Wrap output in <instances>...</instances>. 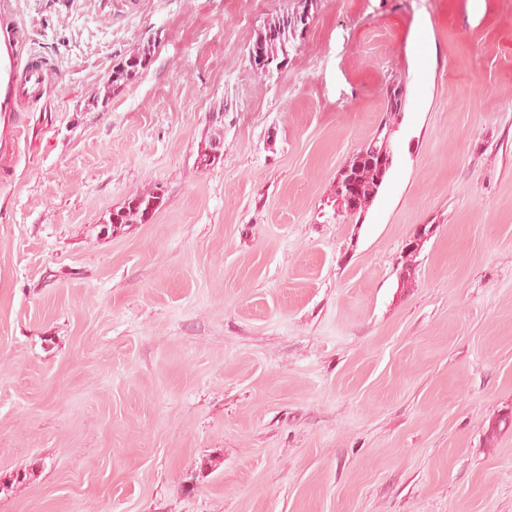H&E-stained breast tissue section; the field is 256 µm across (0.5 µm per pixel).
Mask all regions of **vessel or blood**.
Wrapping results in <instances>:
<instances>
[{
	"mask_svg": "<svg viewBox=\"0 0 512 512\" xmlns=\"http://www.w3.org/2000/svg\"><path fill=\"white\" fill-rule=\"evenodd\" d=\"M27 28L14 15L13 0H0V173L13 171L27 127L23 110L48 89L53 70L36 55H23Z\"/></svg>",
	"mask_w": 512,
	"mask_h": 512,
	"instance_id": "b4317fda",
	"label": "vessel or blood"
}]
</instances>
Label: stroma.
<instances>
[{
    "label": "stroma",
    "instance_id": "35a3bbf8",
    "mask_svg": "<svg viewBox=\"0 0 512 512\" xmlns=\"http://www.w3.org/2000/svg\"><path fill=\"white\" fill-rule=\"evenodd\" d=\"M309 2L265 75L298 0H15L57 79L0 179V512H512V0ZM287 16L288 14L277 16L265 23L262 30L257 34V37L261 33H264L268 36V40L272 44H279L282 41L289 40V36H292V31L286 23ZM155 44L147 43L138 50L129 55L124 62L112 69L111 79L103 85V89L98 92L96 103H102L104 100L112 101V95L122 91L123 87L134 80L141 71L146 69L152 60ZM375 143H378L379 145L377 147L373 146L370 150V153L375 154L378 158V164L376 165L377 166L376 170H377L378 174H380L385 165L392 164L394 154L392 151L391 141L389 139V136L385 135L384 137H381L380 132L378 131V134L371 141V144H375ZM392 165L386 170L384 180L381 183L379 189L381 188L384 181L386 180V178L392 168ZM366 178L343 181L341 176L336 179L334 192L336 195V214L344 216L353 210L366 208L372 203V197L367 189ZM162 202L160 194L142 193L134 194L128 197L124 206L117 210L120 217L119 224H142L153 215ZM125 210L123 214L121 211Z\"/></svg>",
    "mask_w": 512,
    "mask_h": 512
}]
</instances>
